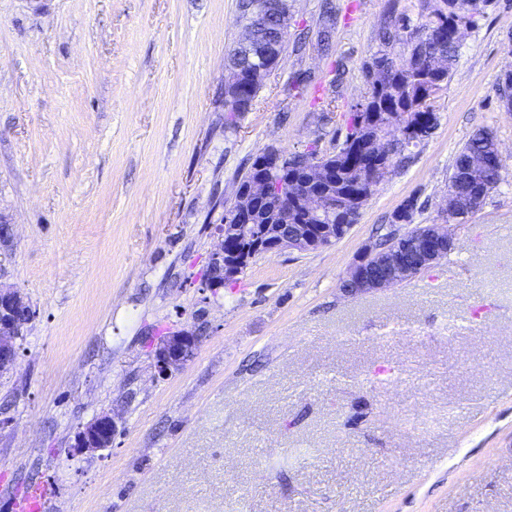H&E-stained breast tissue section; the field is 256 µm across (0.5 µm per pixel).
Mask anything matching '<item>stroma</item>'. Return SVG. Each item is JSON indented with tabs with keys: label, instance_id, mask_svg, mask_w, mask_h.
<instances>
[{
	"label": "stroma",
	"instance_id": "stroma-1",
	"mask_svg": "<svg viewBox=\"0 0 512 512\" xmlns=\"http://www.w3.org/2000/svg\"><path fill=\"white\" fill-rule=\"evenodd\" d=\"M289 0L286 50L224 126L237 0H0L4 285L36 317L0 375V512L46 482L47 512H512V167L458 246L408 280L342 288L406 200L438 218L479 129L512 157L498 95L512 0L464 29L439 123L336 245L253 258L207 285L216 226L249 158L331 148L366 93L391 8ZM200 338L167 376L155 350ZM394 368L378 383L375 370ZM112 413L111 448L74 454Z\"/></svg>",
	"mask_w": 512,
	"mask_h": 512
}]
</instances>
